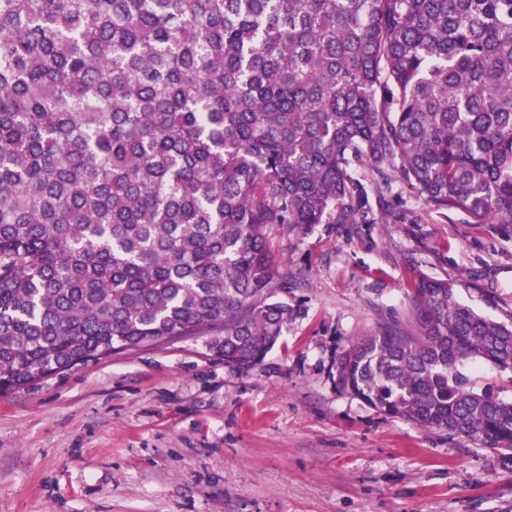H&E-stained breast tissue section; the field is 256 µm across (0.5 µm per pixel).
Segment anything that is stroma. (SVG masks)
Segmentation results:
<instances>
[{
    "label": "stroma",
    "instance_id": "stroma-1",
    "mask_svg": "<svg viewBox=\"0 0 512 512\" xmlns=\"http://www.w3.org/2000/svg\"><path fill=\"white\" fill-rule=\"evenodd\" d=\"M271 243L302 311L260 365L195 337L0 394V512H512V471L480 442L385 416L339 378L353 344L413 330L420 276L512 320V233L393 173L363 220Z\"/></svg>",
    "mask_w": 512,
    "mask_h": 512
}]
</instances>
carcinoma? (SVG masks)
Masks as SVG:
<instances>
[{
    "label": "carcinoma",
    "mask_w": 512,
    "mask_h": 512,
    "mask_svg": "<svg viewBox=\"0 0 512 512\" xmlns=\"http://www.w3.org/2000/svg\"><path fill=\"white\" fill-rule=\"evenodd\" d=\"M512 231V0H0V393L209 337L241 370L300 308L271 231L353 224L356 168ZM342 384L512 469V322L420 279ZM479 389L490 386L501 398H512V373L510 371L500 372L491 366L480 365L473 371Z\"/></svg>",
    "instance_id": "1"
}]
</instances>
